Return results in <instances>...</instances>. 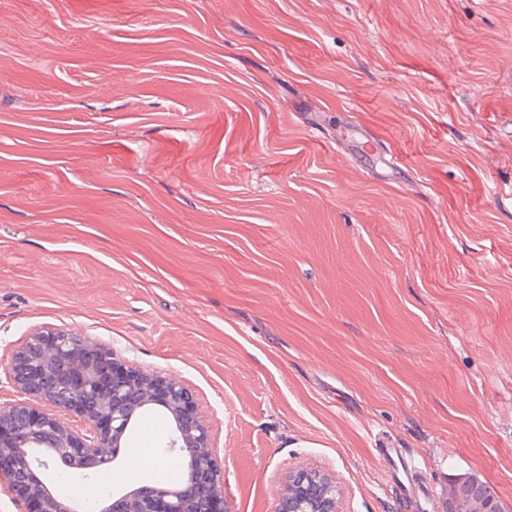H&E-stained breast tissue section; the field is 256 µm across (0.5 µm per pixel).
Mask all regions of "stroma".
Masks as SVG:
<instances>
[{
    "mask_svg": "<svg viewBox=\"0 0 512 512\" xmlns=\"http://www.w3.org/2000/svg\"><path fill=\"white\" fill-rule=\"evenodd\" d=\"M54 328L194 391L231 512L512 504V0H0V404ZM336 481L318 470H297L280 489L274 512H340ZM467 480L477 481L476 477H468ZM464 494L470 500L473 508L478 507L479 504L490 500H500L499 495L492 485L485 481H477L468 483L463 487Z\"/></svg>",
    "mask_w": 512,
    "mask_h": 512,
    "instance_id": "1",
    "label": "stroma"
}]
</instances>
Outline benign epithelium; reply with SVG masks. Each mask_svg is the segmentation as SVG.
<instances>
[{
    "label": "benign epithelium",
    "instance_id": "7a95c632",
    "mask_svg": "<svg viewBox=\"0 0 512 512\" xmlns=\"http://www.w3.org/2000/svg\"><path fill=\"white\" fill-rule=\"evenodd\" d=\"M11 386L22 399L0 406V482L21 512H78L55 493L45 471L111 472L146 413L169 422L167 453L181 459L174 485H133L103 512H229L224 460L197 412L194 393L177 380L141 371L111 348L64 330H38L8 362ZM77 412L79 434L61 421ZM336 481L318 470H297L280 489L274 512H340Z\"/></svg>",
    "mask_w": 512,
    "mask_h": 512
}]
</instances>
